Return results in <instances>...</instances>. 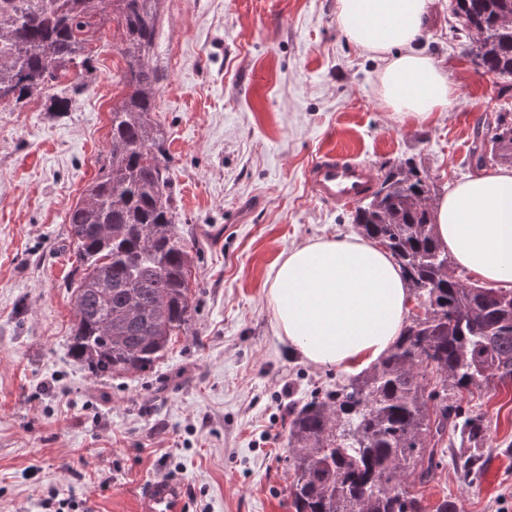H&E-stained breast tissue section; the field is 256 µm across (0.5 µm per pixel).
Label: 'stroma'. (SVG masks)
<instances>
[{"mask_svg": "<svg viewBox=\"0 0 512 512\" xmlns=\"http://www.w3.org/2000/svg\"><path fill=\"white\" fill-rule=\"evenodd\" d=\"M455 24L437 0L421 47L460 96L419 123L383 106L384 62L347 43L336 0H161L153 118L195 258V311L143 374L92 376L68 348L76 261L65 218L97 175L126 92L114 26L95 35L87 90L54 87L69 111L41 98L0 104V512H45L46 499L136 512L157 476L186 483L192 512H293L286 411L340 372L278 340L269 271L291 248L355 229V204L310 188L320 153L355 157L377 180L414 159L439 196L473 175V131L512 114V95L472 64ZM456 400L484 416L497 474L464 477L452 436L420 492L431 507L512 512V384Z\"/></svg>", "mask_w": 512, "mask_h": 512, "instance_id": "stroma-1", "label": "stroma"}]
</instances>
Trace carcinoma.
<instances>
[{
  "mask_svg": "<svg viewBox=\"0 0 512 512\" xmlns=\"http://www.w3.org/2000/svg\"><path fill=\"white\" fill-rule=\"evenodd\" d=\"M160 0H0V98L35 97L53 112L71 100L49 94L60 79L74 93L91 74L89 48L106 15L126 62V95L112 105L108 152L67 214L78 278L69 351L96 377L150 372L192 320L195 258L173 205L164 137L152 118L160 76L150 65ZM465 52L512 89V0H450ZM484 155L512 166V123L498 115ZM432 184L412 161L392 165L359 199V233L386 248L420 312L370 368L288 407L294 512H427L406 485H425L448 435L467 444L456 466L475 478L487 426L458 393L512 382V289L463 281L433 235Z\"/></svg>",
  "mask_w": 512,
  "mask_h": 512,
  "instance_id": "cac0c4a2",
  "label": "carcinoma"
}]
</instances>
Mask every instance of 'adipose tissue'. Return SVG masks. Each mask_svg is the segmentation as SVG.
Returning a JSON list of instances; mask_svg holds the SVG:
<instances>
[{
    "label": "adipose tissue",
    "mask_w": 512,
    "mask_h": 512,
    "mask_svg": "<svg viewBox=\"0 0 512 512\" xmlns=\"http://www.w3.org/2000/svg\"><path fill=\"white\" fill-rule=\"evenodd\" d=\"M436 0H337L347 41L381 56L380 93L419 122L450 108L458 91L420 44ZM434 235L457 267L491 285L512 282V169L455 184L434 206ZM277 333L309 363L351 371L377 362L400 335L409 291L391 254L355 235L297 246L270 272Z\"/></svg>",
    "instance_id": "ef3b65f1"
}]
</instances>
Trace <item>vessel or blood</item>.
<instances>
[{
  "label": "vessel or blood",
  "mask_w": 512,
  "mask_h": 512,
  "mask_svg": "<svg viewBox=\"0 0 512 512\" xmlns=\"http://www.w3.org/2000/svg\"><path fill=\"white\" fill-rule=\"evenodd\" d=\"M308 181L319 198L349 203L364 195L373 178L365 165L327 152L311 165ZM137 502V512H189L187 488L183 482L172 478L146 482Z\"/></svg>",
  "instance_id": "1"
}]
</instances>
